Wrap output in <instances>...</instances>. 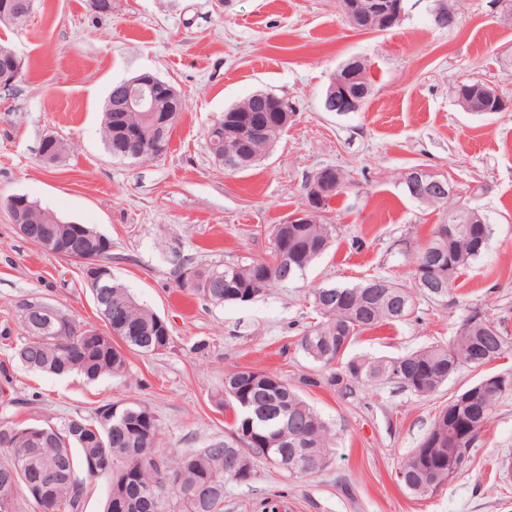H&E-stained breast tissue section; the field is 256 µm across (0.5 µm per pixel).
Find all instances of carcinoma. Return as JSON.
<instances>
[{"instance_id":"obj_1","label":"carcinoma","mask_w":512,"mask_h":512,"mask_svg":"<svg viewBox=\"0 0 512 512\" xmlns=\"http://www.w3.org/2000/svg\"><path fill=\"white\" fill-rule=\"evenodd\" d=\"M211 154L224 155V168L245 171L267 154V145L256 143L248 156L239 154L231 134L220 144L209 145ZM464 207L446 211V222L436 225L430 241L414 256L412 279L422 264L431 278L442 284L426 298H448L458 274L479 259L487 248L489 225L468 224ZM58 217L30 202L28 224L32 243L55 239ZM332 224H277L270 258L283 254L293 273L282 280L271 264H248L196 269L181 284L212 305L249 303L275 288L293 282L332 245ZM311 306L320 317L297 339V346L327 376L302 375L297 383L277 372L238 368L224 374V405L234 415L224 441L206 448L171 453L160 447L161 427L154 413L137 402L112 403L97 409L91 418H68L59 426L25 425L13 440L0 439L9 461L0 465V494L23 485V478L49 468L56 478L57 512H82L89 485L107 480L104 512L118 497L129 500L128 512H224L228 482L251 483L256 463L266 464L295 478L314 476L328 469L335 434L301 395V387L326 384L343 395L355 387L395 384L418 396L437 392L464 368L476 369L512 349V336L479 307H471L446 345H432L393 357L357 356L342 362L352 342L363 332L406 319L413 311L412 289L381 276L352 287L325 285L311 291ZM99 310L112 306V318L124 321L102 335L90 326L80 327L59 314L44 317L42 330L28 334L13 347L12 358L23 364L36 360L33 370L76 373L89 381L102 376L120 377L129 361L123 348L156 355L170 345L161 317L141 307L127 288L112 280L95 296ZM512 395V377H502L497 387L483 389L470 399L461 392L435 417L419 448L412 451L396 472L397 481L415 498L432 496L469 467L484 424L499 401ZM110 460L112 466L94 472L90 461ZM263 512H288V493L265 498Z\"/></svg>"}]
</instances>
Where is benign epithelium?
Here are the masks:
<instances>
[{
  "label": "benign epithelium",
  "instance_id": "benign-epithelium-1",
  "mask_svg": "<svg viewBox=\"0 0 512 512\" xmlns=\"http://www.w3.org/2000/svg\"><path fill=\"white\" fill-rule=\"evenodd\" d=\"M342 10L347 21L359 30H386L397 24L404 14L403 0H342ZM431 14L438 23L454 21L455 11L449 0H435ZM14 64L7 70H0V87H9L22 77V57L14 51L9 52ZM363 62L355 59L339 68L338 77L332 80L328 89L324 107L329 112H352L357 102L349 94V85L358 81ZM267 104L279 113L280 127L285 129L292 119L290 111L284 107L281 99L268 95ZM182 98L180 93L170 83L162 80L152 72L142 73L130 80L117 85L109 94L106 112L107 117L112 113L145 112L151 123L150 134L141 129L129 130V138L136 141L156 140L165 127L173 121L176 113L181 111ZM411 193L418 200L446 198L452 195L453 187L432 175L415 169L407 179ZM334 186L332 172L323 170L316 173L308 182V204L303 211L289 219L291 224H317L322 213V198ZM28 199L15 195L8 199L7 209L13 224L21 236L28 237V227L25 224V212ZM59 230L65 238L78 245L81 239L92 235L83 224H61ZM82 273L89 288H98L106 279L112 277V268L102 261L101 256L93 253L79 257ZM25 482L31 492L40 501L49 506L54 500V477L50 472L30 475Z\"/></svg>",
  "mask_w": 512,
  "mask_h": 512
}]
</instances>
